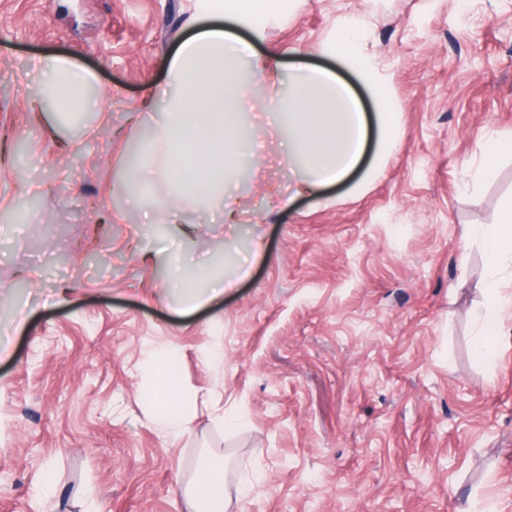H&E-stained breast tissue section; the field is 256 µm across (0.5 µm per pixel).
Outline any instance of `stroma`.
I'll list each match as a JSON object with an SVG mask.
<instances>
[{
	"mask_svg": "<svg viewBox=\"0 0 512 512\" xmlns=\"http://www.w3.org/2000/svg\"><path fill=\"white\" fill-rule=\"evenodd\" d=\"M203 0H0V512H197L211 453L224 512H512V306L493 361L479 241L512 200V0H288L238 27L279 80L249 87L261 148L224 203L173 224L170 173L143 210L124 159L159 112ZM375 61L397 147L370 179L298 192L275 92L319 65L379 102L330 52L338 28ZM89 73L99 109L62 121L31 62ZM260 238L258 255L248 252ZM247 278L179 313L167 259ZM153 351L186 397L178 438L152 423ZM223 410L225 422L214 418ZM512 152V142L491 139L486 146L485 161L478 170V175L483 179H489L494 175L495 159L504 153Z\"/></svg>",
	"mask_w": 512,
	"mask_h": 512,
	"instance_id": "35a3bbf8",
	"label": "stroma"
}]
</instances>
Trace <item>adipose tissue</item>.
Instances as JSON below:
<instances>
[{
  "mask_svg": "<svg viewBox=\"0 0 512 512\" xmlns=\"http://www.w3.org/2000/svg\"><path fill=\"white\" fill-rule=\"evenodd\" d=\"M36 70L48 73L45 95L67 87L78 94V108L95 111L97 104L82 90L84 71L62 59H37ZM268 67L247 44L221 28L186 38L178 45L169 66L172 92L165 100L163 126L133 175H143L157 160L175 172V193L184 213L208 210L223 200L230 174L249 166L253 136L241 101L244 84L260 83ZM277 119L284 132L288 165L297 169L303 186L319 188L343 181L360 163L367 138V118L350 90L329 70L308 67L288 77L287 93L277 98ZM205 182V195L186 192L185 171ZM467 238L479 239L486 259L485 287L493 303H500L499 274L512 267V203L504 206L497 223L474 224ZM179 286L170 304L176 311L195 310L221 292L220 282L199 288L188 279L182 264H174ZM161 397L153 422L170 436L183 435L189 422L181 409L173 376L161 383Z\"/></svg>",
  "mask_w": 512,
  "mask_h": 512,
  "instance_id": "1",
  "label": "adipose tissue"
}]
</instances>
